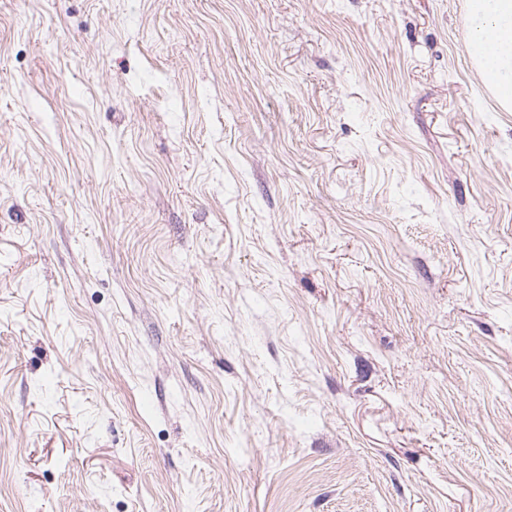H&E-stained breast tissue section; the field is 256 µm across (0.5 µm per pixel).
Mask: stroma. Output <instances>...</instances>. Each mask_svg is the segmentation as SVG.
<instances>
[{
	"label": "stroma",
	"instance_id": "1",
	"mask_svg": "<svg viewBox=\"0 0 512 512\" xmlns=\"http://www.w3.org/2000/svg\"><path fill=\"white\" fill-rule=\"evenodd\" d=\"M466 0H0V512H512V111Z\"/></svg>",
	"mask_w": 512,
	"mask_h": 512
}]
</instances>
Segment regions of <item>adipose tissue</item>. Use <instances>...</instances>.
Listing matches in <instances>:
<instances>
[{
	"label": "adipose tissue",
	"instance_id": "obj_1",
	"mask_svg": "<svg viewBox=\"0 0 512 512\" xmlns=\"http://www.w3.org/2000/svg\"><path fill=\"white\" fill-rule=\"evenodd\" d=\"M472 57L499 105L512 109V0H468Z\"/></svg>",
	"mask_w": 512,
	"mask_h": 512
}]
</instances>
